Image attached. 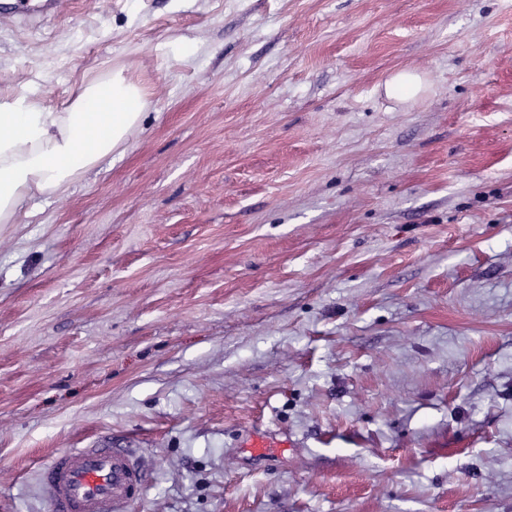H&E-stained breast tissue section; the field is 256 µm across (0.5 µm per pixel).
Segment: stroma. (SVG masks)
<instances>
[{
	"mask_svg": "<svg viewBox=\"0 0 512 512\" xmlns=\"http://www.w3.org/2000/svg\"><path fill=\"white\" fill-rule=\"evenodd\" d=\"M115 71L137 133L0 224V512L110 439L131 512H512V0L0 20V101ZM421 90V78L414 75L398 74L387 83V92L401 99H409ZM292 446L290 441L286 445L271 433L254 431L246 434L240 448H247L255 458L274 461L283 456L286 447Z\"/></svg>",
	"mask_w": 512,
	"mask_h": 512,
	"instance_id": "obj_1",
	"label": "stroma"
}]
</instances>
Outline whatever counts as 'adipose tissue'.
<instances>
[{
    "label": "adipose tissue",
    "instance_id": "obj_1",
    "mask_svg": "<svg viewBox=\"0 0 512 512\" xmlns=\"http://www.w3.org/2000/svg\"><path fill=\"white\" fill-rule=\"evenodd\" d=\"M146 96L121 73L88 82L64 111L22 93L0 104V224L62 191L134 134Z\"/></svg>",
    "mask_w": 512,
    "mask_h": 512
}]
</instances>
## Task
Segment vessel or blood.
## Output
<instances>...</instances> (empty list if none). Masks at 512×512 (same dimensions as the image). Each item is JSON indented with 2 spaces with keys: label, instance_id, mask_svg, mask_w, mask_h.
<instances>
[{
  "label": "vessel or blood",
  "instance_id": "1",
  "mask_svg": "<svg viewBox=\"0 0 512 512\" xmlns=\"http://www.w3.org/2000/svg\"><path fill=\"white\" fill-rule=\"evenodd\" d=\"M34 3L44 13L63 7V0H0V17L25 18ZM242 445L251 456L268 461L285 451L284 443L268 432L247 433ZM37 472L51 512H129L144 477L140 459L115 442L53 454Z\"/></svg>",
  "mask_w": 512,
  "mask_h": 512
}]
</instances>
